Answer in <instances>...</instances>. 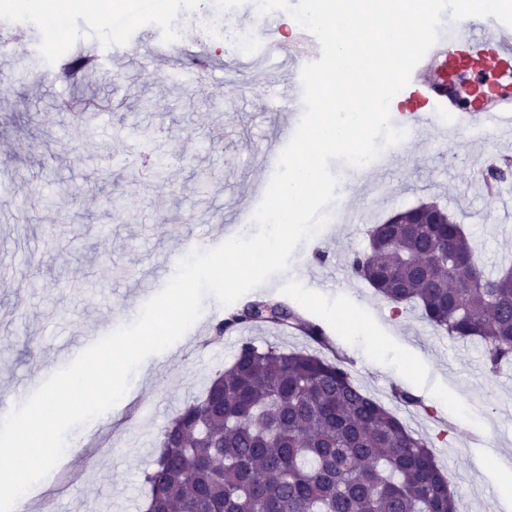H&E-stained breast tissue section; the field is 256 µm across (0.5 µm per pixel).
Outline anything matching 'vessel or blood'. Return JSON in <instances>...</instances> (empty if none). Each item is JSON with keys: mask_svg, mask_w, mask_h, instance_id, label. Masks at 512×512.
Instances as JSON below:
<instances>
[{"mask_svg": "<svg viewBox=\"0 0 512 512\" xmlns=\"http://www.w3.org/2000/svg\"><path fill=\"white\" fill-rule=\"evenodd\" d=\"M261 33L269 55L289 65L288 78L276 96V107L280 112L299 115L303 111L301 69L319 59L320 45L309 33L293 41L283 40L269 18L263 21ZM459 66L511 70L512 27L492 17L445 22L437 42L414 68L409 84L392 99L391 119L397 126L418 130L452 122L457 132L467 135L476 158L473 170L482 180L487 174L482 148L487 133L512 127V89L492 92L477 108L463 107L453 81V71ZM409 100L419 102L418 113L403 111V103Z\"/></svg>", "mask_w": 512, "mask_h": 512, "instance_id": "vessel-or-blood-1", "label": "vessel or blood"}]
</instances>
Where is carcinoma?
Listing matches in <instances>:
<instances>
[{
  "mask_svg": "<svg viewBox=\"0 0 512 512\" xmlns=\"http://www.w3.org/2000/svg\"><path fill=\"white\" fill-rule=\"evenodd\" d=\"M418 209L432 223H411ZM395 217L371 226L352 276L415 306L435 332L480 340L497 373L512 361V267L487 273L464 226L434 203ZM254 326L330 348L320 324L275 299L229 310L213 338ZM158 447L145 512H457L428 441L357 385L335 350L242 344Z\"/></svg>",
  "mask_w": 512,
  "mask_h": 512,
  "instance_id": "1",
  "label": "carcinoma"
}]
</instances>
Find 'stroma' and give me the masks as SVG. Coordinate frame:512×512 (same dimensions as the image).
<instances>
[{
  "instance_id": "stroma-1",
  "label": "stroma",
  "mask_w": 512,
  "mask_h": 512,
  "mask_svg": "<svg viewBox=\"0 0 512 512\" xmlns=\"http://www.w3.org/2000/svg\"><path fill=\"white\" fill-rule=\"evenodd\" d=\"M0 0V22L39 17L36 39L47 51L96 39L107 42V14L90 18V0ZM134 33H124L128 46ZM212 76L194 82L192 57L165 60L130 50L102 73L63 84L43 72L38 56L0 59V397L31 395L45 369L82 352L85 336L129 324L148 300L147 281L159 264H177L199 244L214 247L237 226L239 211H255L253 188L272 174L260 154L285 123L270 101L287 69L261 57L243 59L213 46ZM107 99L111 108L78 122L61 99ZM466 140L418 132L404 146L409 162L385 175L387 190L351 181L347 163L330 169L352 212L373 209L374 221L433 201L474 235L489 269L512 264V194L480 188L465 161ZM368 245L362 224H329L300 243L288 268L248 292V299H285L320 322L331 346L351 344L356 383L386 407L392 386L420 397L425 410L399 409L426 439L438 466L452 474L459 512H512V499L491 484L487 469L512 456V363L490 373L475 341L438 334L411 307L394 308L351 276L347 258ZM225 307L206 298L192 332L166 356L148 358L133 376L127 406H115L68 440L82 444L111 428L106 446L87 461L74 490L33 486L22 512H140L144 474L163 428L202 395L243 342L307 347L296 332L251 327L210 342Z\"/></svg>"
}]
</instances>
